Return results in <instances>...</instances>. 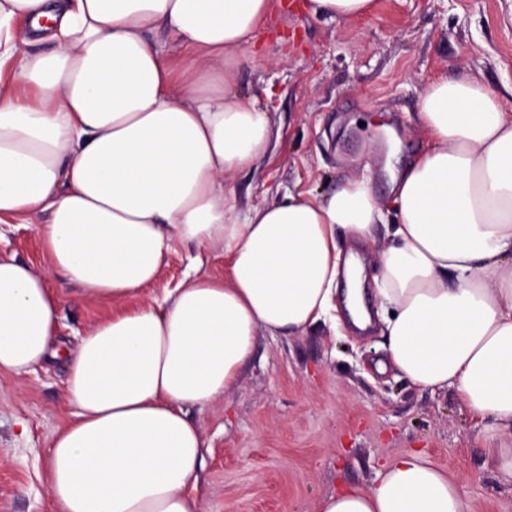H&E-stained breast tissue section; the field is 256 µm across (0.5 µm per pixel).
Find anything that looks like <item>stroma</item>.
I'll return each mask as SVG.
<instances>
[{
	"label": "stroma",
	"mask_w": 512,
	"mask_h": 512,
	"mask_svg": "<svg viewBox=\"0 0 512 512\" xmlns=\"http://www.w3.org/2000/svg\"><path fill=\"white\" fill-rule=\"evenodd\" d=\"M234 86L265 109L268 144L230 187L247 214L291 194L330 196L346 179L369 176L383 205L373 238L344 240L368 277L389 244L392 173L411 163L428 138L418 112L429 79L466 74L497 90L512 113V0H374L371 14L338 20L272 6ZM0 254L42 260L30 224H0ZM201 256L202 274L225 275L224 257L181 247L145 296L176 288ZM64 288L60 333L69 348L112 313ZM365 331L342 320L273 339L257 332L237 386L189 415L205 436L197 494L203 512H318L336 491L369 488L382 466L421 450L464 479L465 512H512V478L483 453L482 427L455 391L427 392L392 369L385 356V312ZM66 366L51 361L22 380L0 374V512H51L47 450L72 410L64 400Z\"/></svg>",
	"instance_id": "obj_1"
}]
</instances>
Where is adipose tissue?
Wrapping results in <instances>:
<instances>
[{
	"mask_svg": "<svg viewBox=\"0 0 512 512\" xmlns=\"http://www.w3.org/2000/svg\"><path fill=\"white\" fill-rule=\"evenodd\" d=\"M271 0H0V223L36 225L45 261L0 256V373L59 354L63 278L112 303L66 359L72 417L48 455L55 512H202L204 434L185 409L235 388L257 330L333 320L339 285L369 316L341 235L382 221L367 177L326 199L288 195L238 217L229 182L268 143V118L233 88ZM47 50L16 54V23ZM164 27V51L149 35ZM34 96L21 103L20 92ZM428 149L393 180V244L374 299L387 359L411 386L454 389L512 477V114L499 94L439 76L421 99ZM218 251L224 278L143 288L178 247ZM319 512H464L459 476L422 452Z\"/></svg>",
	"mask_w": 512,
	"mask_h": 512,
	"instance_id": "1",
	"label": "adipose tissue"
}]
</instances>
